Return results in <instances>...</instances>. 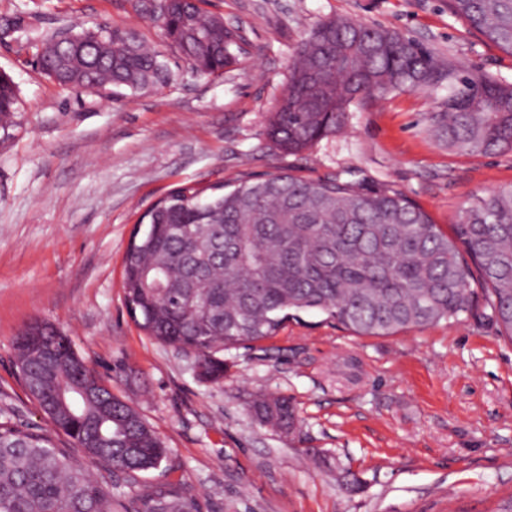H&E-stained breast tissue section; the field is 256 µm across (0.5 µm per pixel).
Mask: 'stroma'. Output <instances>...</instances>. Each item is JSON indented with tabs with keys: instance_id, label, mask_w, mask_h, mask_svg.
I'll list each match as a JSON object with an SVG mask.
<instances>
[{
	"instance_id": "stroma-1",
	"label": "stroma",
	"mask_w": 512,
	"mask_h": 512,
	"mask_svg": "<svg viewBox=\"0 0 512 512\" xmlns=\"http://www.w3.org/2000/svg\"><path fill=\"white\" fill-rule=\"evenodd\" d=\"M238 27L246 51L200 77L128 0H0L21 29L0 41L18 110L0 127V408L40 427L13 344L25 322L54 325L114 395L170 448L140 484L181 483L202 512H499L512 499V341L485 305L460 321L357 336L305 313L276 336L225 350L224 380L146 335L123 288L124 258L145 211L177 187L281 171L339 175L398 190L442 228L474 197L512 185V152L462 156L428 129L440 96L400 90L352 106L345 125L287 155L266 134L291 57L319 21L399 32L452 63L512 83V54L448 0H203ZM136 31L172 78L104 97L62 87L35 58L75 26ZM285 397L284 432L253 402Z\"/></svg>"
}]
</instances>
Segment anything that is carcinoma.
I'll return each mask as SVG.
<instances>
[{
  "mask_svg": "<svg viewBox=\"0 0 512 512\" xmlns=\"http://www.w3.org/2000/svg\"><path fill=\"white\" fill-rule=\"evenodd\" d=\"M161 24L168 45L192 70L219 75L237 61L242 32L206 14L202 0H131ZM451 12L512 53V0H448ZM42 45V72L87 91L133 92L170 80L163 54L128 30L106 28L75 49ZM446 87L430 130L467 156L512 151V83L473 74L400 34L346 19H327L295 50L288 85L268 119L267 135L299 154L336 133L350 107L376 93ZM17 89L0 74V120L17 111ZM147 229L125 255L127 307L156 341L195 357L201 377L224 379L228 347L275 335L285 322L319 312L358 336L458 321L484 297L501 335L512 339V186L462 209L445 234L397 191H367L338 179L289 173L171 191L143 216ZM14 343L15 363L51 429L0 420V512H201L182 484L149 492L128 485L159 469L170 448L140 413L97 385L68 337L35 320ZM68 389L70 411L52 395ZM258 420L294 427L286 398L252 405ZM70 439L59 447L53 433ZM99 468L92 480L87 466Z\"/></svg>",
  "mask_w": 512,
  "mask_h": 512,
  "instance_id": "cac0c4a2",
  "label": "carcinoma"
}]
</instances>
